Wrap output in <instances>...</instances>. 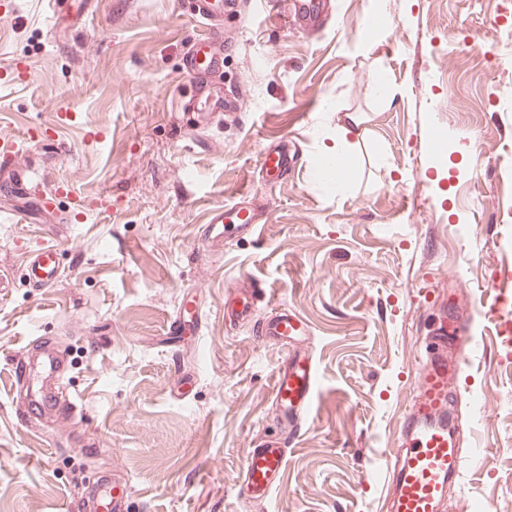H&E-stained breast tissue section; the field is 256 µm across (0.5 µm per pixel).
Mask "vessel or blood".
<instances>
[{
  "label": "vessel or blood",
  "mask_w": 512,
  "mask_h": 512,
  "mask_svg": "<svg viewBox=\"0 0 512 512\" xmlns=\"http://www.w3.org/2000/svg\"><path fill=\"white\" fill-rule=\"evenodd\" d=\"M284 3L292 25L310 35L316 34L330 15L331 0H284ZM189 8L208 28L206 36L187 50V74L193 83V93L184 110L189 114L186 127L193 131L206 120L208 113L237 109L240 102L233 93L224 92L212 82L224 64L221 34L224 0H190ZM295 162L287 142H271L261 152L259 168L263 179L274 183L286 177ZM267 221L262 205L250 195H242L235 203L211 209L200 237L201 245L209 251L222 250L230 239L257 235L261 224ZM25 271L32 287H55L62 275L57 250L48 247L35 251L28 257ZM490 297L499 304L494 313L497 335L502 347L511 350L512 290L494 287ZM204 318L202 303L180 304L169 318L166 334L172 339L196 341L203 334ZM251 321L256 324L258 338L285 351L273 374L271 397L280 414L281 432L298 437L299 420L309 413L318 382L312 355L296 347L307 335V326L285 306L273 307L266 317L258 320L252 304L225 297L226 326L233 328ZM474 342L472 325L467 321L446 324L432 339L435 351L422 363L416 394L402 424L401 447L387 461L393 477L388 495L390 512H443L450 485L473 465L472 458L459 450L448 426L452 389L459 385L467 367L464 360L449 358L448 351ZM285 464L286 451L279 443L248 448L239 496L252 503L267 502L284 474ZM129 489L128 483L117 480L102 484L101 494L111 500L112 512H128Z\"/></svg>",
  "instance_id": "1"
}]
</instances>
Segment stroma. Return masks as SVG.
Returning <instances> with one entry per match:
<instances>
[{"label": "stroma", "instance_id": "obj_1", "mask_svg": "<svg viewBox=\"0 0 512 512\" xmlns=\"http://www.w3.org/2000/svg\"><path fill=\"white\" fill-rule=\"evenodd\" d=\"M371 2L334 0L311 36L266 0H239L216 81L242 110L191 133L183 63L206 28L178 0H92L80 23L45 0H0V141L36 172L28 206L42 218L13 216L0 189V512H78L106 472L129 480L130 512H386L385 457L446 317L472 319L483 343L453 409L476 463L449 505L512 512V356L483 308L512 267V64L483 59L507 48L512 0H388L384 30ZM458 35L469 56L439 52ZM379 75L401 96H379ZM348 114L340 196L315 167ZM438 133L453 147L437 163ZM282 138L298 140L297 167L270 184L260 152ZM244 190L269 211L261 234L205 251L210 209ZM44 244L65 273L38 291L25 257ZM252 279L272 290L257 316L282 304L307 322L319 374L261 505L238 484L249 446L279 438L284 352L224 324L226 291ZM191 296L208 308L205 333L167 347L165 322ZM34 338L64 358L56 390L75 416L17 413L9 361ZM181 369L193 384L178 400Z\"/></svg>", "mask_w": 512, "mask_h": 512}]
</instances>
